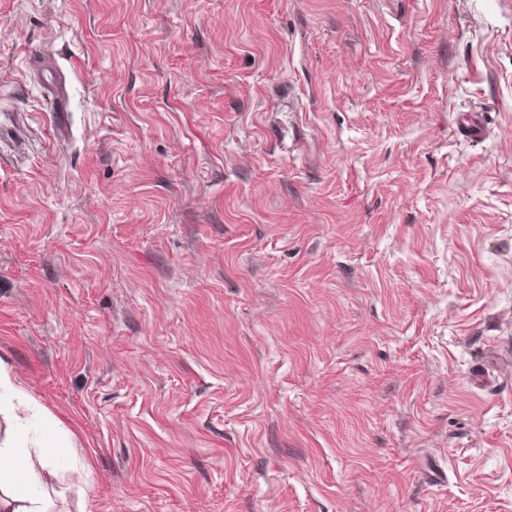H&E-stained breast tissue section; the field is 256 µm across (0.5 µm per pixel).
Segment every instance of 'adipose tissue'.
Returning <instances> with one entry per match:
<instances>
[{"instance_id":"obj_1","label":"adipose tissue","mask_w":512,"mask_h":512,"mask_svg":"<svg viewBox=\"0 0 512 512\" xmlns=\"http://www.w3.org/2000/svg\"><path fill=\"white\" fill-rule=\"evenodd\" d=\"M0 418L6 428L0 433V512H53L46 488L47 477H89L91 465L80 459L67 462L56 449L60 429L46 419L42 407L30 395L11 368L0 360ZM43 421L41 433L28 427Z\"/></svg>"}]
</instances>
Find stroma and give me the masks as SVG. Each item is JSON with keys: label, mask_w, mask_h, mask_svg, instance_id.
<instances>
[{"label": "stroma", "mask_w": 512, "mask_h": 512, "mask_svg": "<svg viewBox=\"0 0 512 512\" xmlns=\"http://www.w3.org/2000/svg\"><path fill=\"white\" fill-rule=\"evenodd\" d=\"M0 358L58 512H512V0H0Z\"/></svg>", "instance_id": "35a3bbf8"}]
</instances>
